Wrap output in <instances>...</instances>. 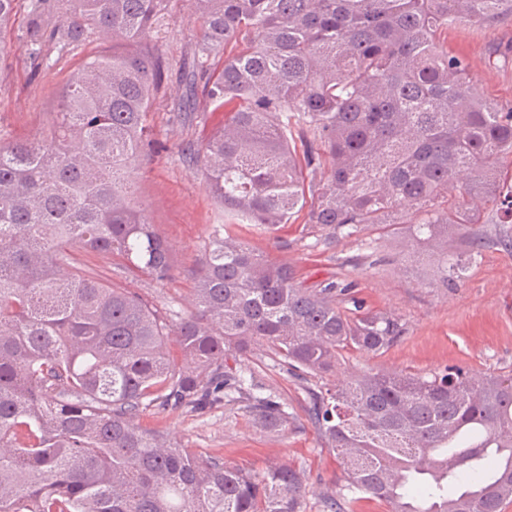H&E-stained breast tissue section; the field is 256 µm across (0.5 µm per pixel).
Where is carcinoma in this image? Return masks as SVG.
<instances>
[{
	"instance_id": "obj_1",
	"label": "carcinoma",
	"mask_w": 512,
	"mask_h": 512,
	"mask_svg": "<svg viewBox=\"0 0 512 512\" xmlns=\"http://www.w3.org/2000/svg\"><path fill=\"white\" fill-rule=\"evenodd\" d=\"M166 2L0 0V54L23 7L36 58L98 31L122 43L70 74L49 132L0 139V512H301L303 470L203 459L137 414L238 405L279 435L294 417L244 361L264 352L306 380L347 349L383 353L405 332L392 313L347 308L334 283L297 286L292 267L222 224L189 318L77 265L78 251L116 252L157 281L172 276V246L132 189L157 150L149 113L172 83L159 48L144 44ZM193 2L203 30L179 83L186 97L233 105L193 152L229 221L272 232L303 211L332 237L406 224L416 248L435 250L445 284L461 270L448 238L479 255L482 206L512 209L500 170L512 109L479 91L440 36L512 17V0ZM57 6L69 23L49 31ZM240 41L245 51H227ZM326 164L325 179L305 181L302 167ZM307 393L343 463L336 512L361 494L389 512H501L512 500V371L358 373Z\"/></svg>"
}]
</instances>
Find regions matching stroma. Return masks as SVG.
<instances>
[{
    "label": "stroma",
    "mask_w": 512,
    "mask_h": 512,
    "mask_svg": "<svg viewBox=\"0 0 512 512\" xmlns=\"http://www.w3.org/2000/svg\"><path fill=\"white\" fill-rule=\"evenodd\" d=\"M24 29L23 21H16L8 49L0 55V140L6 142L46 128L65 79L89 55L112 49L111 38L96 34L69 51H49L41 61L31 56ZM201 32L193 0H168L167 25L157 44L173 67L190 61ZM448 51L466 58L487 96L512 107V19L493 27L449 29ZM224 120V110L199 100L183 104L170 90L155 101L151 125L163 149L142 162L134 180L137 200L173 246L170 279L153 280L127 268L116 255H78L113 287L130 289L181 318L193 311L195 268L212 227L224 221V210L205 191L189 151L202 147ZM485 219V246L448 287L439 281L435 258L413 257L407 236L391 235L379 224L338 238L305 232L300 221L272 233L238 224L232 233L256 252L288 262L300 286L318 289L333 282L348 288L365 307L401 318L405 333L394 346L380 355L344 352L336 378L351 370H404L428 378L451 367L472 373L512 371V246L498 241L500 232L512 236V218L491 207ZM248 366L294 413L285 435L260 433L244 410L224 404L198 410L149 408L140 413L139 425L168 435L195 455L257 471L273 461L292 463L308 477L302 512H327L325 500L337 491L342 467L307 416L303 387L266 355L252 356Z\"/></svg>",
    "instance_id": "35a3bbf8"
}]
</instances>
